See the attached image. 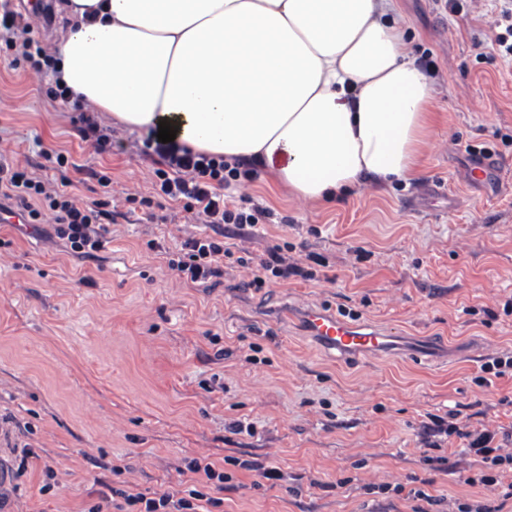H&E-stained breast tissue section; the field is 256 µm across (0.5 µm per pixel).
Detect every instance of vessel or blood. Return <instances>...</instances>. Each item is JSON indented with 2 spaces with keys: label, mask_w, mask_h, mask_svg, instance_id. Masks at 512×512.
I'll use <instances>...</instances> for the list:
<instances>
[{
  "label": "vessel or blood",
  "mask_w": 512,
  "mask_h": 512,
  "mask_svg": "<svg viewBox=\"0 0 512 512\" xmlns=\"http://www.w3.org/2000/svg\"><path fill=\"white\" fill-rule=\"evenodd\" d=\"M304 322L323 350L343 357L386 355L398 352L393 336L382 328L361 322H350L319 306L305 310Z\"/></svg>",
  "instance_id": "1"
}]
</instances>
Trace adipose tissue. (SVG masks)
<instances>
[{"label": "adipose tissue", "mask_w": 512, "mask_h": 512, "mask_svg": "<svg viewBox=\"0 0 512 512\" xmlns=\"http://www.w3.org/2000/svg\"><path fill=\"white\" fill-rule=\"evenodd\" d=\"M56 75L132 130L329 202L417 177L433 88L392 0H64Z\"/></svg>", "instance_id": "ef3b65f1"}]
</instances>
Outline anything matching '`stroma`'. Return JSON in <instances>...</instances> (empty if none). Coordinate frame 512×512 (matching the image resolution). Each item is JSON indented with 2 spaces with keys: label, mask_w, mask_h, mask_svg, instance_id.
Instances as JSON below:
<instances>
[{
  "label": "stroma",
  "mask_w": 512,
  "mask_h": 512,
  "mask_svg": "<svg viewBox=\"0 0 512 512\" xmlns=\"http://www.w3.org/2000/svg\"><path fill=\"white\" fill-rule=\"evenodd\" d=\"M494 0H395L410 60L431 53V129L420 175L387 187L367 180L321 206L273 183L267 169L232 188L273 209L272 223L225 228L243 257L287 244L289 262L325 259L315 279L256 290L250 268L185 285L150 241L173 245L210 227L185 217L152 224L128 214L125 197L147 194L146 132L112 124V150L83 141L78 113L52 107L44 77L23 59L0 58V146L38 166V147L69 155L81 199L101 197L90 170L112 175L124 217L95 260L78 259L21 223H0V464L25 448L38 455L0 491L10 512H82L106 487L142 491L178 483L184 458L219 461L229 481L215 512H410L379 494L387 484L432 479L454 500L470 458L450 444L449 468L421 466L429 415L453 412L469 428L512 430V378L479 388V361L512 347V59L485 54L495 36ZM488 151L497 180H472L474 152ZM319 305L430 346L399 354L334 357L299 321ZM248 418L255 435L225 421ZM273 463L288 484L260 487L236 459ZM56 486L42 493L44 471ZM347 488H338L341 479Z\"/></svg>",
  "instance_id": "obj_1"
}]
</instances>
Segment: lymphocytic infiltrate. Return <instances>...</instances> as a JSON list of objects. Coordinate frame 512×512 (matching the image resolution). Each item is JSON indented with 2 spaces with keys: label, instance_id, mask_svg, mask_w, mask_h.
<instances>
[{
  "label": "lymphocytic infiltrate",
  "instance_id": "1",
  "mask_svg": "<svg viewBox=\"0 0 512 512\" xmlns=\"http://www.w3.org/2000/svg\"><path fill=\"white\" fill-rule=\"evenodd\" d=\"M32 31L23 15L8 9L0 12V53L21 55L29 70L43 75L51 69L54 57L39 40L32 38ZM48 95L61 106L80 112L81 136L95 152H111V128L86 113L80 98L74 97L67 86H52ZM145 147L147 155L154 159L151 193L130 194L125 201L139 206L153 223L168 221L167 215L154 210L159 199L181 205L193 219L214 226L225 224L242 230L267 223L271 218V209L263 203L238 202L224 193L225 186L254 182L258 177L254 166L198 152L175 141L162 143L154 137ZM41 156L46 161L45 173L38 176L14 155L0 150V209L19 208L32 224L51 216L50 239L61 242L76 257L97 258L111 241L110 226L116 221L117 211L109 209L102 200L76 203L69 190L71 181L64 175L70 166L69 157L46 149ZM150 248L167 256L169 269L187 284L207 283L222 275L225 267L245 262L222 238L209 234L187 238L172 248L154 241ZM312 276V271L289 263L283 246L275 245L256 261L251 285L261 289L293 277ZM452 436L461 439V454L472 459L475 466L474 472L465 477V484L495 491L497 495L492 506L472 497L459 500L457 512H512V483L502 482L506 470L512 469V449L504 446L505 433L487 428L469 430L438 415L431 416L422 426L426 447H435L437 441ZM181 473L179 487L136 493L118 489L108 504H94L87 512H105L109 507L114 512H212L220 506L219 494L226 480L223 468L207 458H189Z\"/></svg>",
  "mask_w": 512,
  "mask_h": 512
}]
</instances>
